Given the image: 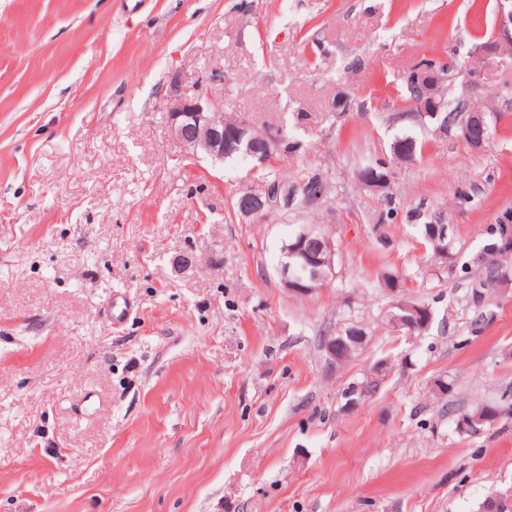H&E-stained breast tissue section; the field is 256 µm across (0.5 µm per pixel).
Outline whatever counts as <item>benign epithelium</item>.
I'll use <instances>...</instances> for the list:
<instances>
[{
  "mask_svg": "<svg viewBox=\"0 0 512 512\" xmlns=\"http://www.w3.org/2000/svg\"><path fill=\"white\" fill-rule=\"evenodd\" d=\"M512 45V0H496V19L493 40L475 46L478 53L497 52L502 46ZM411 80L421 89L420 105L415 110L419 119L436 118L447 108L442 95L445 77L428 70L418 69L409 72ZM170 125L174 138L180 147L195 155L203 153L215 162H224V154L238 152L241 141L251 125L246 120L239 121V132L235 135L224 133L223 105L211 98L198 94H184L176 83L170 86L166 97ZM491 135L488 113L475 108L461 111L459 116L448 122V136L465 142L474 150H480ZM282 132L267 135L264 151L252 156V160L264 165L274 158L284 156ZM299 186L288 187L281 182H261L255 189H245L232 199L233 207L243 219L264 217L269 213L284 211L295 204ZM433 243L435 255L448 259V225H434ZM282 253L286 256H299L305 260L304 273L295 276L291 266L284 261L278 273L284 287L297 295H310L317 291L316 284L326 276L335 275L336 250L334 240L326 236L319 240L315 249L306 251L301 245L288 246L283 243Z\"/></svg>",
  "mask_w": 512,
  "mask_h": 512,
  "instance_id": "1",
  "label": "benign epithelium"
}]
</instances>
